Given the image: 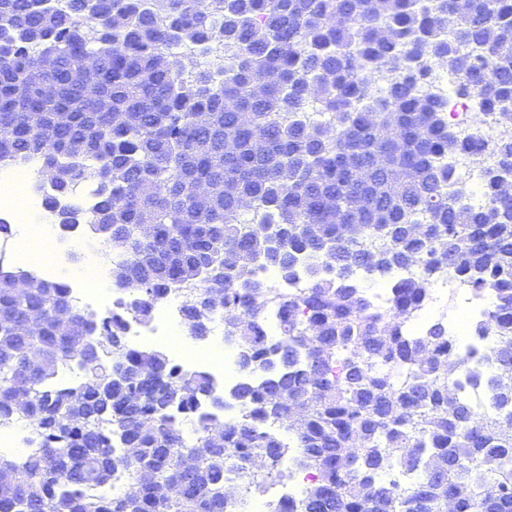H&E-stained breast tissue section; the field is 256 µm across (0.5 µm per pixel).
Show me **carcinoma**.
<instances>
[{
	"label": "carcinoma",
	"instance_id": "carcinoma-1",
	"mask_svg": "<svg viewBox=\"0 0 512 512\" xmlns=\"http://www.w3.org/2000/svg\"><path fill=\"white\" fill-rule=\"evenodd\" d=\"M177 46L222 48L223 64L187 78ZM86 52L100 66L93 92L73 76ZM435 65L481 114L512 123V0H0V165L38 157L51 211L91 184V215L75 204L69 223L129 242L113 262L129 298L85 333L56 330L66 285L36 277L22 297L19 272L0 271V425L34 439L22 461L0 455L13 470L0 512H226L230 480L244 512L289 467L310 485L270 512H448L450 489L454 512H512V135L494 142L483 203L450 192L448 162L466 144ZM199 183L214 186L203 207ZM257 264L309 285L273 294ZM398 269L412 274L374 304L361 275ZM445 273L494 289L473 329L494 338L490 373L457 355L443 319L405 330ZM171 289L188 335L224 313L243 372L261 373L231 390L240 417H221L208 372L128 344L129 321H148ZM32 308L38 335H15ZM88 335L106 341L96 358ZM33 345L44 362L22 355ZM69 363L83 380L52 387ZM462 379L486 389L490 411ZM179 417L199 424L193 438ZM116 483L139 492L114 495Z\"/></svg>",
	"mask_w": 512,
	"mask_h": 512
}]
</instances>
